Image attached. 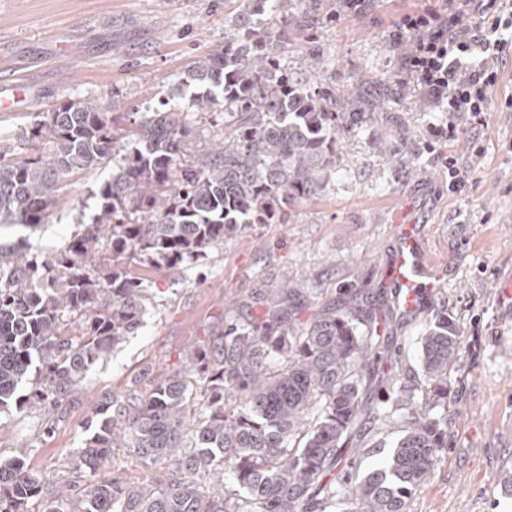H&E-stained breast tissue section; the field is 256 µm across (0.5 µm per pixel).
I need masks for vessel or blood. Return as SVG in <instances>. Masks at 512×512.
Masks as SVG:
<instances>
[{"label": "vessel or blood", "mask_w": 512, "mask_h": 512, "mask_svg": "<svg viewBox=\"0 0 512 512\" xmlns=\"http://www.w3.org/2000/svg\"><path fill=\"white\" fill-rule=\"evenodd\" d=\"M445 274L427 255L419 225L400 224L388 279L401 314L413 315L428 305Z\"/></svg>", "instance_id": "vessel-or-blood-1"}]
</instances>
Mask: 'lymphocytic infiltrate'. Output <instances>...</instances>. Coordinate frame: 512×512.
I'll list each match as a JSON object with an SVG mask.
<instances>
[{
    "instance_id": "f902f5d3",
    "label": "lymphocytic infiltrate",
    "mask_w": 512,
    "mask_h": 512,
    "mask_svg": "<svg viewBox=\"0 0 512 512\" xmlns=\"http://www.w3.org/2000/svg\"><path fill=\"white\" fill-rule=\"evenodd\" d=\"M423 8L395 19L394 47L401 58L400 84L412 87L448 121L435 125V143H452L463 122H481L491 107L512 112V96L493 103L506 33H512V0H424Z\"/></svg>"
}]
</instances>
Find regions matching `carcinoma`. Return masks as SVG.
Returning a JSON list of instances; mask_svg holds the SVG:
<instances>
[{"label":"carcinoma","mask_w":512,"mask_h":512,"mask_svg":"<svg viewBox=\"0 0 512 512\" xmlns=\"http://www.w3.org/2000/svg\"><path fill=\"white\" fill-rule=\"evenodd\" d=\"M285 33L269 40L249 30L224 33V45L199 61L193 80L207 84L189 99L195 112L218 101L235 128L209 151L186 157L183 107L127 113L110 124L101 106L66 100L26 130L52 156L0 162V226L42 224L56 192L77 170L107 167L121 140L139 147L99 189L92 223L44 263L23 245L0 246V407L48 402L84 392L88 372L142 325L146 289L128 270L89 272L101 239L112 257L153 267H190L207 249L247 224L279 217L284 204L312 196L314 164L336 163L338 136L363 121L355 101L311 92L279 64ZM312 288L285 283L271 291L263 320L229 323L189 354L208 412L183 450L191 393L178 370L149 392L96 407L85 448L72 461L90 488L72 506L73 487L55 492L49 512H408L409 502L448 447V370L459 356V327L443 312L425 332L421 363L429 389L393 378L395 397L373 421L401 422L402 435L374 467L360 470L354 452L339 478L343 445L364 416L362 381L384 340L371 309L324 307L300 318ZM94 308L72 336L63 318ZM39 383L23 392L27 381ZM127 444L163 474L131 486L99 473L112 449ZM223 494L205 493L208 476ZM41 480L21 457L0 462V512H38Z\"/></svg>","instance_id":"obj_1"}]
</instances>
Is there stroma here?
I'll list each match as a JSON object with an SVG mask.
<instances>
[{
    "label": "stroma",
    "mask_w": 512,
    "mask_h": 512,
    "mask_svg": "<svg viewBox=\"0 0 512 512\" xmlns=\"http://www.w3.org/2000/svg\"><path fill=\"white\" fill-rule=\"evenodd\" d=\"M420 0H372L364 15L330 21L336 0H316L310 18L283 26L252 15L259 34L288 30L280 56L293 77L311 75L306 53L316 44L327 66L323 83L341 98L366 102L361 128L340 137L335 167L318 172L320 189L287 208L283 218L251 224L212 249L191 270L127 262L148 299L143 324L88 373L84 396L48 412L39 406L0 411V459L26 458L51 506L56 486L89 487L74 474L95 402L147 392L158 378L184 368L193 343L225 324L261 316L265 294L287 281L319 289V304L356 294L373 305L385 338L381 358L364 371L366 409L390 395L391 371L423 381L420 338L439 312L460 327V358L448 373V447L412 498L409 512H512V309L499 304L495 283L512 274V112H491L467 126L452 146L467 176L465 192L448 191V176L427 146L429 128L447 113L429 111L412 89L399 86L400 56L389 38L397 16ZM243 0H0V94L23 93L18 112H0V154L49 155L28 144L36 113L65 99L89 100L110 116L145 112L175 91L191 94L196 63L224 42ZM394 88L383 109L373 102ZM190 153L223 137V104L187 113ZM483 153L472 158V146ZM110 168L79 170L57 193L47 221L0 229V242L25 238L30 253L50 258L90 224L99 185ZM419 224L433 260L447 275L433 305L402 316L386 280L396 243V216Z\"/></svg>",
    "instance_id": "obj_1"
}]
</instances>
